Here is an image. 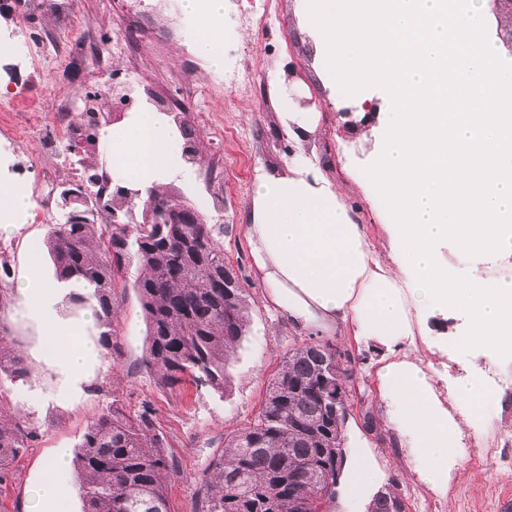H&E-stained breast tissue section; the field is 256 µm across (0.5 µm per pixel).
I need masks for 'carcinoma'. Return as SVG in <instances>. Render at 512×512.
<instances>
[{"label": "carcinoma", "instance_id": "obj_1", "mask_svg": "<svg viewBox=\"0 0 512 512\" xmlns=\"http://www.w3.org/2000/svg\"><path fill=\"white\" fill-rule=\"evenodd\" d=\"M499 37L512 47V0H497ZM91 171L74 190L83 201L67 206L47 225L45 246L57 280L83 289L74 305L90 306L99 345L109 355L119 345L113 317L116 279L130 263L147 324L143 365L163 388L192 380L217 392L229 386L231 358L248 331L247 291L241 281L224 287V248L205 220L189 215L177 224L159 214L188 215L173 194L113 198ZM108 204L98 209L100 199ZM10 284L0 278V328L10 311ZM331 345L308 342L294 349L269 381L253 422L224 437V451L209 463L197 512H322L318 476L336 461L345 413H336V389L353 375ZM25 379L23 356L0 336V375ZM38 437L22 417L0 421V484L10 464ZM166 441L149 408L134 418L118 408L86 428L75 453V488L82 512H169L171 471ZM398 492L377 495L372 512H391Z\"/></svg>", "mask_w": 512, "mask_h": 512}]
</instances>
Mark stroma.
I'll list each match as a JSON object with an SVG mask.
<instances>
[{
    "mask_svg": "<svg viewBox=\"0 0 512 512\" xmlns=\"http://www.w3.org/2000/svg\"><path fill=\"white\" fill-rule=\"evenodd\" d=\"M277 3L270 27L241 30L233 37L232 47L245 54L253 77L245 93L225 84L223 70L196 54L181 0H138L133 18L122 14L117 0H19L0 16V43L13 49L12 72L0 93V147L10 150L13 168L28 180L36 202L28 224L0 236V258L10 274L18 275L29 249L42 242L47 224L59 217L57 187L81 180L84 163L101 161V146L83 145L77 155L68 150L84 96L125 88L137 104L150 103L169 114L182 110L196 128L201 160L190 177L174 178L170 185L212 225L226 263L244 281L250 316L225 392L191 383L178 390L160 388L142 365L147 326L132 288L137 268L128 266L124 285L116 290L119 353L94 365L83 393L59 401L49 393L60 375L39 358L34 327L8 319L7 339L23 355L31 376L24 382L0 376V413L9 419L23 410L39 437L0 485V512H27L43 464L55 448L77 449L90 421L114 406L133 417L146 405L174 465L166 482L170 512H195L205 472L222 452L225 435L254 419L283 358L306 341V334L266 306L246 240L255 168L285 172L291 152L273 88L308 99L310 111L321 113V123L302 148L322 157L345 202L367 225L372 244L386 251L381 203L362 187V175L382 146L386 94L370 85L361 97L341 98L316 63L302 0ZM334 344L357 369L350 416L365 425L378 462L389 483L398 486L408 512H505L504 501H512V385L498 429L465 437L461 469L443 500L416 483L407 462L397 456L390 429L366 425L367 414L382 408L370 352L344 338Z\"/></svg>",
    "mask_w": 512,
    "mask_h": 512,
    "instance_id": "1",
    "label": "stroma"
}]
</instances>
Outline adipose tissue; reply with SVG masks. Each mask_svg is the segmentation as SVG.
I'll return each mask as SVG.
<instances>
[{
	"label": "adipose tissue",
	"instance_id": "adipose-tissue-1",
	"mask_svg": "<svg viewBox=\"0 0 512 512\" xmlns=\"http://www.w3.org/2000/svg\"><path fill=\"white\" fill-rule=\"evenodd\" d=\"M196 22L195 52L224 65V0H181ZM303 18L330 81L351 95L382 86L391 103L384 148L364 175L382 203L392 252L382 257L317 155L284 175L256 171L247 242L268 304L295 327L375 350L384 419L419 484L439 497L461 465L467 433L500 419L512 373V53L489 35L487 0H304ZM113 180L128 189L190 173L184 142L163 112L141 106L101 131ZM0 153V235L27 224L34 201ZM450 245L461 276L439 252ZM19 320L76 386L97 351L75 346L92 320L58 313L56 288L32 253L15 282ZM452 328L433 332L434 318ZM340 497L368 512L388 474L355 420H346ZM47 461L31 512H66L72 486Z\"/></svg>",
	"mask_w": 512,
	"mask_h": 512
}]
</instances>
